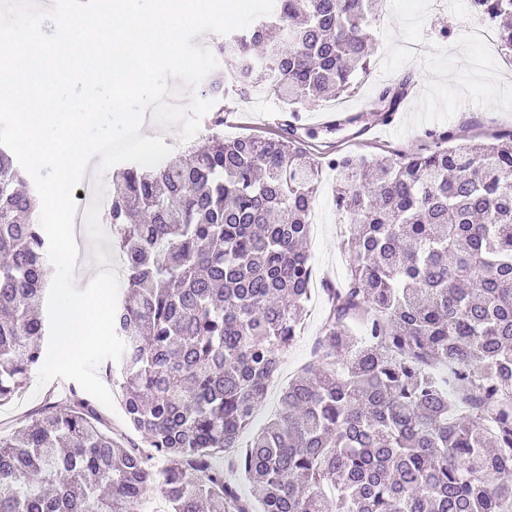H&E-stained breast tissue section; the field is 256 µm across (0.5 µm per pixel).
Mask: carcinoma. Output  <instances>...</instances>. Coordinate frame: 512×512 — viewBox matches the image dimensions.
<instances>
[{
  "instance_id": "1",
  "label": "carcinoma",
  "mask_w": 512,
  "mask_h": 512,
  "mask_svg": "<svg viewBox=\"0 0 512 512\" xmlns=\"http://www.w3.org/2000/svg\"><path fill=\"white\" fill-rule=\"evenodd\" d=\"M381 2L275 0L213 46L228 68L208 85L209 144L117 172L126 349L108 377L141 446L122 447L70 390L0 434V512H143L154 490L164 512H512V130L319 160L294 122L224 138V96L241 84L264 85L294 118L347 92L374 53ZM473 6L491 23L512 17V0ZM409 84L381 91L382 119ZM325 167L348 274L323 289L314 361L243 447L304 324ZM21 182L0 147V405L44 361L51 270Z\"/></svg>"
}]
</instances>
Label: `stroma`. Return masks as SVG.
I'll use <instances>...</instances> for the list:
<instances>
[{"label":"stroma","instance_id":"1","mask_svg":"<svg viewBox=\"0 0 512 512\" xmlns=\"http://www.w3.org/2000/svg\"><path fill=\"white\" fill-rule=\"evenodd\" d=\"M471 11V0H457L452 8L442 6L441 0H388L384 18L374 25L375 53L386 57L387 67L358 76L339 102L299 115L301 136L312 157L326 151L387 156L428 148L433 134L443 131L463 142L512 129V70L503 64L501 51L488 49L486 71L469 67L477 53L466 42L465 23ZM406 75L412 76L413 85L390 121H382L373 102L382 88ZM224 105L231 110L224 124L225 136L269 137L281 131L283 114L276 99H268L259 109L233 98L225 99ZM338 108L354 121L328 131L320 119ZM335 188V172L323 170L315 203L320 222L311 232L309 253L317 277L339 283L348 267V257L340 247L347 226L336 211ZM327 312L322 297L309 304L305 326L284 355L280 374L254 417L253 430L274 419L281 391L312 361Z\"/></svg>","mask_w":512,"mask_h":512}]
</instances>
